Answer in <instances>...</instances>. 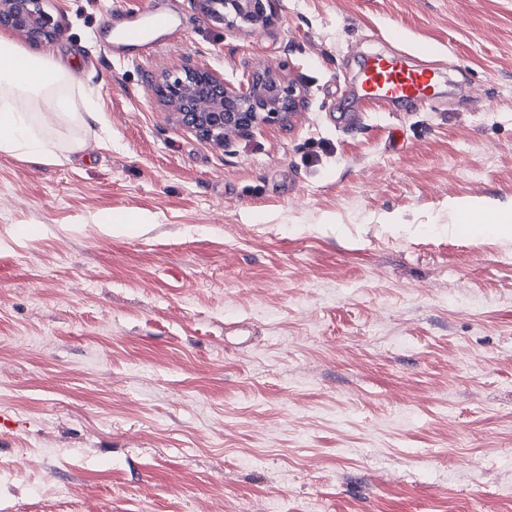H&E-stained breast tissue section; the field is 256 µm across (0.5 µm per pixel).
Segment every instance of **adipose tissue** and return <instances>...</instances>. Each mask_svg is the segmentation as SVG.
Returning <instances> with one entry per match:
<instances>
[{
  "mask_svg": "<svg viewBox=\"0 0 512 512\" xmlns=\"http://www.w3.org/2000/svg\"><path fill=\"white\" fill-rule=\"evenodd\" d=\"M72 71L50 57H32L0 37V152L52 163L68 161L80 139L61 143L56 124L81 127Z\"/></svg>",
  "mask_w": 512,
  "mask_h": 512,
  "instance_id": "ef3b65f1",
  "label": "adipose tissue"
}]
</instances>
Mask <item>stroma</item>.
Returning a JSON list of instances; mask_svg holds the SVG:
<instances>
[{
    "label": "stroma",
    "instance_id": "obj_1",
    "mask_svg": "<svg viewBox=\"0 0 512 512\" xmlns=\"http://www.w3.org/2000/svg\"><path fill=\"white\" fill-rule=\"evenodd\" d=\"M47 4L94 112L0 153V512H512V237L448 213L512 201V0ZM151 5L154 58L92 41ZM400 53L439 95L358 99ZM189 59L306 107L216 148L148 88ZM215 26L230 32H257L277 15L278 0H193Z\"/></svg>",
    "mask_w": 512,
    "mask_h": 512
}]
</instances>
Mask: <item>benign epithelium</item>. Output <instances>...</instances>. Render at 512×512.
<instances>
[{
  "label": "benign epithelium",
  "mask_w": 512,
  "mask_h": 512,
  "mask_svg": "<svg viewBox=\"0 0 512 512\" xmlns=\"http://www.w3.org/2000/svg\"><path fill=\"white\" fill-rule=\"evenodd\" d=\"M205 17L230 32H257L277 15L278 0H195ZM36 46L56 40L61 21L45 0H0V29ZM151 90L171 118L200 140L224 147L264 125L285 122L305 103L304 90L281 69L252 67L237 84L206 65L188 64L164 71Z\"/></svg>",
  "instance_id": "1"
}]
</instances>
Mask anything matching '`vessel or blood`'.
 <instances>
[{
  "label": "vessel or blood",
  "instance_id": "obj_1",
  "mask_svg": "<svg viewBox=\"0 0 512 512\" xmlns=\"http://www.w3.org/2000/svg\"><path fill=\"white\" fill-rule=\"evenodd\" d=\"M111 27L113 54L135 60L153 55L166 42L173 22L147 9L138 14L116 13ZM436 80L433 69L412 67L398 56L375 55L365 64L362 86L369 99L411 102L430 98Z\"/></svg>",
  "mask_w": 512,
  "mask_h": 512
}]
</instances>
